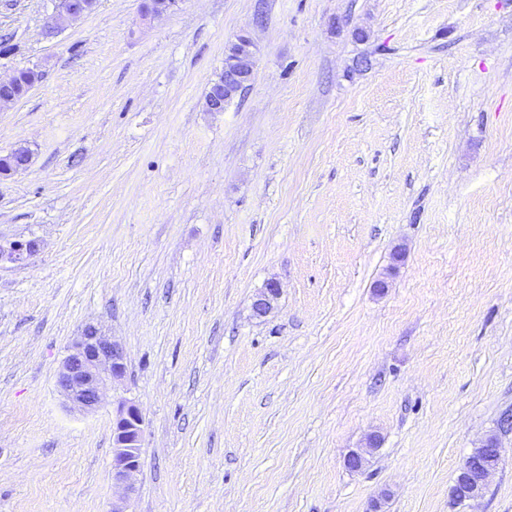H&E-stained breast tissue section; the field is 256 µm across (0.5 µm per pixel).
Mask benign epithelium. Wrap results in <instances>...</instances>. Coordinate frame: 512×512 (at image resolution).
I'll return each instance as SVG.
<instances>
[{
	"mask_svg": "<svg viewBox=\"0 0 512 512\" xmlns=\"http://www.w3.org/2000/svg\"><path fill=\"white\" fill-rule=\"evenodd\" d=\"M179 0H143L140 16L144 21L162 18ZM95 0H80L78 5H62L63 13L70 18H80L91 12ZM254 66L234 59L224 61L222 79L209 87L206 104L214 112H222L227 100L247 88L253 80ZM38 252L33 240L14 241L0 246V266L21 265ZM279 295V286L270 282L254 301V312L263 316L271 309V303ZM127 372L122 346L106 335L99 327L88 324L79 332L67 350L56 377V386L76 408L94 410L101 402V392L108 385L121 381ZM143 418L139 408L128 400L120 401L112 408V480L131 488L130 479L140 469V453ZM473 457H468L458 470L454 492L466 501L482 495L488 476L493 469L483 471L479 480L471 477Z\"/></svg>",
	"mask_w": 512,
	"mask_h": 512,
	"instance_id": "obj_1",
	"label": "benign epithelium"
}]
</instances>
